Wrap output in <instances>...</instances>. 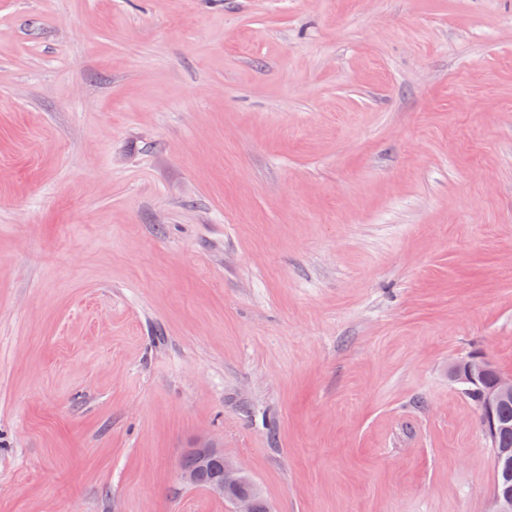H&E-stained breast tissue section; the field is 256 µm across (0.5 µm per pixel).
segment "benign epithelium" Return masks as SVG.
Returning a JSON list of instances; mask_svg holds the SVG:
<instances>
[{"label": "benign epithelium", "instance_id": "7a95c632", "mask_svg": "<svg viewBox=\"0 0 512 512\" xmlns=\"http://www.w3.org/2000/svg\"><path fill=\"white\" fill-rule=\"evenodd\" d=\"M448 379L468 392L475 389L479 392L478 407L486 436L493 447V456L497 463L512 465V450L499 448L496 443V432L512 429V423L501 419L498 415L499 406L512 400V375H505L495 369L484 357L471 355L456 359L448 364ZM197 453V467L181 469V479L187 485L198 482L200 473L217 468L221 478L211 486V492L222 497L228 488L250 480L246 470L233 460L224 456L222 449L208 441L192 448ZM258 488L250 494H236L229 498L233 512H270L269 508L258 504Z\"/></svg>", "mask_w": 512, "mask_h": 512}]
</instances>
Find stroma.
Listing matches in <instances>:
<instances>
[{
	"instance_id": "1",
	"label": "stroma",
	"mask_w": 512,
	"mask_h": 512,
	"mask_svg": "<svg viewBox=\"0 0 512 512\" xmlns=\"http://www.w3.org/2000/svg\"><path fill=\"white\" fill-rule=\"evenodd\" d=\"M512 0H0V512H492ZM448 379L464 392L472 389L479 392L478 402L475 396L467 397L479 407L482 425L490 440L496 462L504 463L510 468L511 448H496V432L512 429L511 421L502 420L498 415L499 406L512 400V375H505L495 369L482 356L471 355L448 364ZM190 452L198 455L196 469H181V479L187 485H195L198 482L200 473L205 470L218 468L221 471V478L217 480L218 472L215 470L204 472L197 487L210 490L212 482L217 480L211 486V492L224 498V492L228 488L238 485L240 482L249 481L252 484L253 492L250 494H236L227 498L233 505V512H270L268 506L260 507L258 504V488L252 482L246 470L233 460L224 456L222 449L217 448L205 438L203 443L191 448Z\"/></svg>"
}]
</instances>
